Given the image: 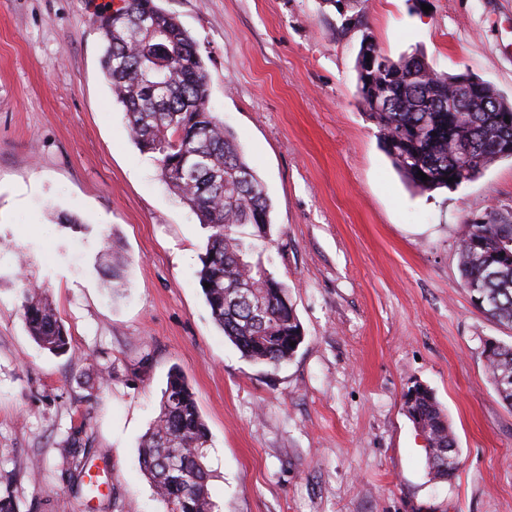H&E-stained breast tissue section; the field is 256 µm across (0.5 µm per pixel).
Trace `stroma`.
I'll use <instances>...</instances> for the list:
<instances>
[{"instance_id":"stroma-1","label":"stroma","mask_w":512,"mask_h":512,"mask_svg":"<svg viewBox=\"0 0 512 512\" xmlns=\"http://www.w3.org/2000/svg\"><path fill=\"white\" fill-rule=\"evenodd\" d=\"M109 0H0V482L19 512H90L57 451L73 427L120 512H163L138 460L172 369L208 428L216 512H512V407L458 246L471 216L512 213V159L458 188L402 180L357 103L360 33L330 0H160L193 36L209 108L272 200L273 272L303 341L278 369L213 323L197 272L208 232L131 141L101 67ZM391 57L423 49L512 101V0H367ZM128 260L113 297L100 256ZM44 287L75 356L28 335L17 274ZM430 387L459 448L432 480L403 394Z\"/></svg>"}]
</instances>
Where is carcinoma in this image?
I'll return each instance as SVG.
<instances>
[{
    "mask_svg": "<svg viewBox=\"0 0 512 512\" xmlns=\"http://www.w3.org/2000/svg\"><path fill=\"white\" fill-rule=\"evenodd\" d=\"M365 0H350L337 16L336 34L365 26ZM102 68L127 117L137 148L153 155L174 194L209 230L198 271L199 285L215 325L254 365L277 367L297 351L303 333L288 285L265 265L273 247L272 202L249 165L236 137L209 111V81L191 34L156 0H124L101 16ZM356 69L359 105L378 130L395 168L420 192L452 189L481 174L512 144V126L502 113L488 112L492 101L512 114V103L494 87L468 73L435 71L419 50L396 60L364 35ZM460 95L462 119L448 112ZM454 125L448 133V125ZM423 172L429 180L417 176ZM455 178L453 183L447 179ZM249 227V234L242 228ZM123 261L112 255L106 276L112 293L124 287ZM463 287L482 298L487 315L512 327V216L496 211L468 225L460 244ZM210 287H204V284ZM29 336L44 350L67 354L68 333L45 291L29 283L19 288ZM491 378H512V342L494 340L483 349ZM406 413L427 442V465L435 480L453 472L440 469V454L459 455L448 416L428 386L404 393ZM208 429L194 393L177 370L168 376L153 425L139 444V463L167 512H214L206 465ZM85 429L73 428L60 441L65 473L83 493L92 491Z\"/></svg>",
    "mask_w": 512,
    "mask_h": 512,
    "instance_id": "carcinoma-1",
    "label": "carcinoma"
}]
</instances>
